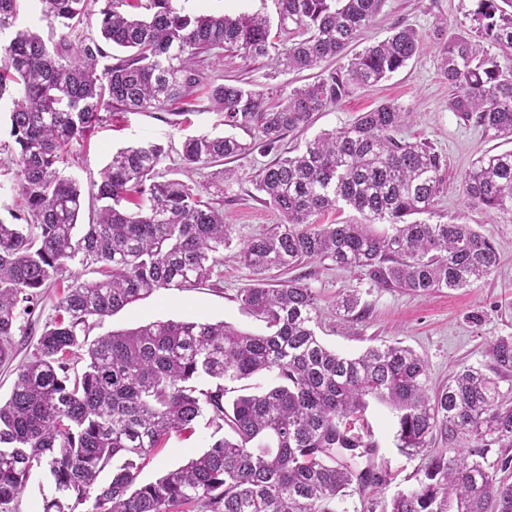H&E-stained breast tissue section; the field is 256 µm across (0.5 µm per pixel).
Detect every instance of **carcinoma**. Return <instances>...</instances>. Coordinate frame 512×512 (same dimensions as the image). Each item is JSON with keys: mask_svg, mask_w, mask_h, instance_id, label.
Here are the masks:
<instances>
[{"mask_svg": "<svg viewBox=\"0 0 512 512\" xmlns=\"http://www.w3.org/2000/svg\"><path fill=\"white\" fill-rule=\"evenodd\" d=\"M21 0H0V102L23 224L0 220V363L14 358L46 289L78 263L95 274L73 277L30 357L0 401V512H18L34 471L54 491L42 512H337L352 484L379 485L376 446L355 431L369 400L397 419V447L425 456L416 487L394 495L384 512H512V482L498 472L512 457L486 464L489 448L512 447V401L500 379L512 374V336L491 341L495 376L461 364L430 390L425 360L399 343L342 355L317 335L316 292L301 278L270 283L308 260L362 268L385 288L427 295L470 288L498 265L491 237L468 224L409 220L432 211L445 158L398 138L407 113L382 103L338 130L321 132L293 155L284 135L315 115L405 67L421 40L411 27L363 49L346 65L270 104L264 94L221 84L212 99L224 126L254 136L189 137V167L237 158L253 148L276 153L255 176L261 201L282 223L240 243L254 284L242 307L266 332L222 321H154L89 339L106 318L164 289L219 286L233 227L213 202L179 179L155 180L164 159L148 142L118 149L93 182L96 219L78 224L84 193L61 164L102 112L165 109L201 83L197 59L213 49L268 57L283 71L336 59L378 14L382 0H278L280 25L304 38L279 48L269 18L258 14H183L173 0H148L143 17L108 0L101 39L129 55L107 57L90 39L45 41L20 17ZM39 20L74 31L89 19L88 0H38ZM471 34L446 41L439 69L454 89L451 109L465 122L512 138V72L481 47L512 50V0H477ZM464 195L485 210L512 211V151L478 158L464 174ZM345 204L363 224H315L311 217ZM375 223L392 232L377 234ZM274 374L273 386L231 399L228 384ZM212 429L207 450L140 483L155 450L194 430ZM446 447L431 452L436 439ZM366 460L361 469L350 461Z\"/></svg>", "mask_w": 512, "mask_h": 512, "instance_id": "1", "label": "carcinoma"}]
</instances>
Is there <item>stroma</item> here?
<instances>
[{
	"label": "stroma",
	"instance_id": "1",
	"mask_svg": "<svg viewBox=\"0 0 512 512\" xmlns=\"http://www.w3.org/2000/svg\"><path fill=\"white\" fill-rule=\"evenodd\" d=\"M177 8L189 14H261L276 18L277 0H176ZM474 0H382L379 14L348 51L355 57L366 46L380 42L398 27L414 28L421 37L419 53L407 66L376 86L346 98L337 107L316 116L301 133L286 134L283 148L304 144L324 130L338 129L383 102L400 106L409 114L399 135L410 142H424L445 156L444 190L430 216L431 222L463 223L487 234L499 252L498 267L472 287L441 289L424 296L385 288L373 281L367 271L339 269L330 261L314 260L302 267L306 281L318 295L322 340L336 352L356 355L367 347L398 342L410 347L427 362L430 387L445 385L460 364L490 369L485 353L489 341L512 336V213L471 206L462 188V177L479 157L512 150V140L465 123L453 112L452 92L439 70V50L448 39L469 33ZM204 81L193 94L176 104L174 110L116 112L100 123L84 144L74 145L64 169L89 186L106 165L113 151L151 141L161 144L166 158L161 171L166 178L179 179L198 190L204 198L220 203L225 223L231 224L235 239H247L281 217L260 201L253 180L271 160L257 151L234 159L237 179L216 178L215 166L186 168L182 162L184 141L200 133L225 132L222 116L211 97L217 84H236L264 94L278 102L282 93L312 82L315 73L277 72L265 57L243 58L238 52L215 49L200 57ZM9 139L0 123V220L10 221L21 213L16 167L2 145ZM252 283V275L237 250L224 253L220 288L203 287L184 291L161 290L105 319L103 331L136 327L149 321H223L246 332L264 331L265 325L242 309L238 296ZM356 291L360 303L352 316L339 318L338 296ZM360 431L370 433L378 448L375 463L389 473L385 488L350 487L341 508L343 512H383L397 492L416 486L423 459L401 453L395 445L396 425L391 410L370 402ZM210 434L198 425L194 434L171 439L159 449L142 470L139 479L147 482L163 471L179 466L203 452Z\"/></svg>",
	"mask_w": 512,
	"mask_h": 512
}]
</instances>
